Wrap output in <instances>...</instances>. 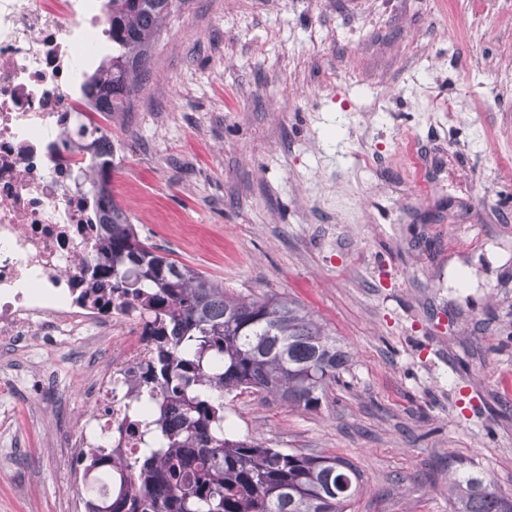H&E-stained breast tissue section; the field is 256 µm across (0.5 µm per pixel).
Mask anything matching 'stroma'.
<instances>
[{
	"label": "stroma",
	"instance_id": "1",
	"mask_svg": "<svg viewBox=\"0 0 512 512\" xmlns=\"http://www.w3.org/2000/svg\"><path fill=\"white\" fill-rule=\"evenodd\" d=\"M112 195L226 288L298 301L350 354L315 411L225 396L238 437L340 456L347 512L512 490V0H187L115 113ZM0 344V512H69L96 355Z\"/></svg>",
	"mask_w": 512,
	"mask_h": 512
}]
</instances>
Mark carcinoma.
I'll use <instances>...</instances> for the list:
<instances>
[{
	"mask_svg": "<svg viewBox=\"0 0 512 512\" xmlns=\"http://www.w3.org/2000/svg\"><path fill=\"white\" fill-rule=\"evenodd\" d=\"M186 0H109L112 54L89 87L112 94L123 112L145 76L160 21ZM107 163L94 165L92 188L106 223L99 256L118 285L144 293L155 337L148 379L161 386L151 431L157 447L120 470L109 498L87 512H346L360 476L347 460L272 448L224 428L213 394L253 390L316 410L348 352L296 301L235 293L158 253L112 198ZM85 470H115L99 451ZM451 512H512V492L482 474L448 485Z\"/></svg>",
	"mask_w": 512,
	"mask_h": 512,
	"instance_id": "carcinoma-1",
	"label": "carcinoma"
}]
</instances>
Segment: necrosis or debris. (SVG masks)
I'll use <instances>...</instances> for the list:
<instances>
[{"instance_id": "obj_1", "label": "necrosis or debris", "mask_w": 512, "mask_h": 512, "mask_svg": "<svg viewBox=\"0 0 512 512\" xmlns=\"http://www.w3.org/2000/svg\"><path fill=\"white\" fill-rule=\"evenodd\" d=\"M107 40L101 0H0V343L108 340L66 446L131 462L146 445L137 383L153 345L139 300L113 290L98 258L90 171L115 146L110 108L84 85ZM81 123L92 137H75Z\"/></svg>"}]
</instances>
